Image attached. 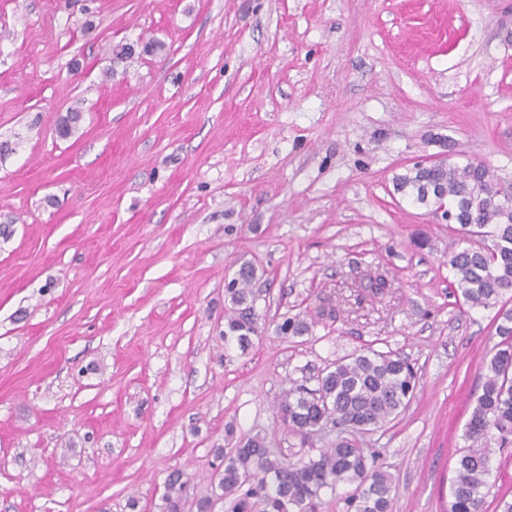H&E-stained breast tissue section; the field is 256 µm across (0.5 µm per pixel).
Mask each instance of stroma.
<instances>
[{
	"label": "stroma",
	"mask_w": 512,
	"mask_h": 512,
	"mask_svg": "<svg viewBox=\"0 0 512 512\" xmlns=\"http://www.w3.org/2000/svg\"><path fill=\"white\" fill-rule=\"evenodd\" d=\"M1 142L0 512H163L176 469L195 512L230 436L303 455L276 404L368 347L418 375L364 437L392 512H447L494 312L457 301V233L392 179L452 145L512 182V0H0ZM245 262L244 354L224 289ZM323 299L336 321L277 333ZM504 494L512 445L484 512ZM257 277V269L251 263L241 265L236 277L229 283L227 294L232 307L225 318L224 346L236 343L244 350L252 336H258V315L256 314L252 282Z\"/></svg>",
	"instance_id": "stroma-1"
}]
</instances>
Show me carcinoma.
<instances>
[{
    "instance_id": "1",
    "label": "carcinoma",
    "mask_w": 512,
    "mask_h": 512,
    "mask_svg": "<svg viewBox=\"0 0 512 512\" xmlns=\"http://www.w3.org/2000/svg\"><path fill=\"white\" fill-rule=\"evenodd\" d=\"M453 155L451 147L445 159L406 168L393 177V188L433 211L448 205L459 235L456 249L448 253L450 285L470 308L495 310L500 341L486 362L482 393L465 426L467 446L456 460L449 502V512H483L491 475L489 444L512 441V198L482 162L460 165ZM256 277V267L244 263L228 285L232 307L224 323L226 346L235 343L243 350L258 335L251 288ZM360 288L373 298L385 294L389 283L377 274ZM279 330L284 336L301 335L309 325L293 317ZM416 379L411 361L392 351L368 348L331 362L316 376L315 387L299 384L284 394L276 419L303 443L328 426L336 430L334 445L294 461L274 452L266 437L245 435L234 447L218 449L215 491L195 502L196 512H215L226 499L230 512H315L322 496L343 487L352 488L347 502L353 512H390L395 481L368 462L357 436L389 429L415 397ZM189 480L179 469L169 475L164 512H182L180 493Z\"/></svg>"
}]
</instances>
